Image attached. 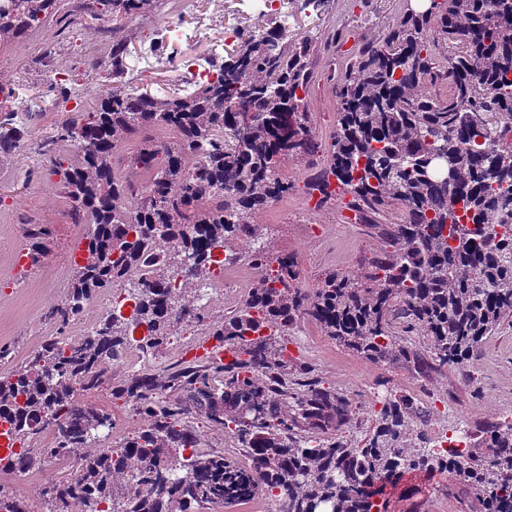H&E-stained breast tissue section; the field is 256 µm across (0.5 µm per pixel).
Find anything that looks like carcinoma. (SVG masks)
<instances>
[{
    "label": "carcinoma",
    "mask_w": 512,
    "mask_h": 512,
    "mask_svg": "<svg viewBox=\"0 0 512 512\" xmlns=\"http://www.w3.org/2000/svg\"><path fill=\"white\" fill-rule=\"evenodd\" d=\"M156 2L97 0L98 14L128 19ZM52 4L1 7L0 39L47 23ZM313 48L311 37L290 42L279 26L254 31L241 37L220 76L194 92L114 90L63 127L72 150L52 155L50 172L60 177L70 214L91 228L69 293L50 316L65 325L131 273L148 279L130 286V316L112 311L84 337L49 338L24 366L0 371V423L21 444L0 455V473L21 475L75 455L69 477L45 487L49 512H100L103 503L112 512H200L259 492L274 497L276 512H386L388 491L405 476L434 473L470 488L479 512H512V424L441 453L414 443L424 431L406 403L388 400L363 444L343 436L298 439L300 423L351 421L341 396L317 388L295 398L292 424L265 422L288 399L279 389L286 363L270 351L272 339L303 316L375 361L404 352L397 326L417 330L438 367L464 364L501 322L512 321V0H432L425 12L402 5L384 37L345 60L336 125L322 146L306 113ZM448 61L451 71L439 73ZM18 124L15 113L0 112V153L20 144ZM158 130L173 140L140 153L144 190L131 208V179L115 173L114 159L127 142L150 140ZM315 155L306 188L319 194L318 207L348 195L372 213L404 212L401 224L374 225L384 249L359 277L334 271L311 293L294 285L292 257L277 256L275 277L261 276L234 316L210 333L232 356L218 369L232 374L233 390L217 398L192 370L143 373L121 393L151 423L121 445L98 447L112 419L76 403L75 390L101 386L136 329L144 330L137 342L146 351L171 334L191 282L174 288L175 276L164 269L199 272L217 263L214 256L243 235L256 212L293 190L282 166ZM48 235L43 225L30 229L31 264L40 263ZM254 372L268 382L255 384ZM179 378L214 417L227 405L264 419L261 431L241 433L252 450L248 467L198 448L179 422L181 407L160 400ZM52 426L51 447H24ZM180 448L194 452L182 458ZM0 512L29 510L0 486Z\"/></svg>",
    "instance_id": "obj_1"
}]
</instances>
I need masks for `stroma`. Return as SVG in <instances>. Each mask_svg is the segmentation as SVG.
Segmentation results:
<instances>
[{
    "label": "stroma",
    "instance_id": "obj_1",
    "mask_svg": "<svg viewBox=\"0 0 512 512\" xmlns=\"http://www.w3.org/2000/svg\"><path fill=\"white\" fill-rule=\"evenodd\" d=\"M400 6L401 0H328L317 13L304 6L303 0H291L289 37L309 35L318 45L312 58L314 82L307 105L316 141L325 142L336 122L334 86L344 61L356 45L375 41L386 32ZM74 9L73 0H56L48 24L25 36L0 42V85L13 90L7 105L12 108L21 101L27 104L23 114V148L0 155V347L10 351L9 358L0 364L5 371L24 365L49 338L79 337L85 333L80 323L63 328L50 316L52 308L69 292L73 276L71 258L88 231L87 225L70 220L63 191L49 174L51 155L69 147L61 138L69 115L44 110L38 99L28 98V90L57 101L64 97L81 98L85 110L94 108L100 94L115 88L137 85L159 97L175 93L169 49L159 48L153 71L144 80L138 79L131 67L117 79L106 77L99 67L100 59L110 56L117 39L124 43L128 59H135L145 36L143 18L106 21L98 15H77ZM194 15L206 19L217 36L223 34L228 24L249 33L276 23L272 15L247 14L240 0H196ZM78 57L83 65L68 80L47 81L46 74L51 68L68 66ZM283 172L294 185L291 194L257 213L253 223L270 256L285 253L294 257L300 288L320 287L325 274L331 271L358 273L361 263L384 246L377 225L397 224L402 219L400 211L391 210L373 215L371 224H349L345 221L346 202L342 199L303 215L305 182L310 174L307 164L289 162ZM306 219L320 225L321 236L305 233L302 222ZM32 224H42L50 230L43 258L35 266L16 260L26 247V231ZM239 307L236 301H219L192 319L177 320L171 336L158 349L135 363L116 362L110 380L98 389L82 392L81 404L99 408L112 417L105 445H120L149 424L147 417L136 413L129 399L119 395V388L138 374L182 369L183 359L177 354V347L191 341L212 346L213 327L222 324ZM288 337L301 342L299 357L288 362L289 383L312 384L340 395L348 401L352 412L351 422L342 427L296 428L301 439L346 436L360 441L368 437L377 414L371 400V392L376 388L386 392L390 399L406 401L414 418L423 421L433 442L440 436L456 434L463 425L471 435H482L489 426L503 422L505 411L512 405L511 321L502 323L464 366L440 369L428 366L427 342L416 332L396 338L397 344L405 347V355L380 363L340 345L308 318L299 321ZM163 398L182 404V422L195 432L200 448L249 465V450L241 443L238 430L240 425L253 421V414L240 415L232 409L228 412L229 422L214 421L204 409L189 401L185 389L178 385L164 391ZM429 400L439 405L430 414L425 411ZM74 464L70 456L52 458L43 469L19 478L5 475L0 477V483L22 497L31 512H47V480L66 476ZM473 502L466 487L448 475H410L389 495L387 512H472Z\"/></svg>",
    "mask_w": 512,
    "mask_h": 512
}]
</instances>
